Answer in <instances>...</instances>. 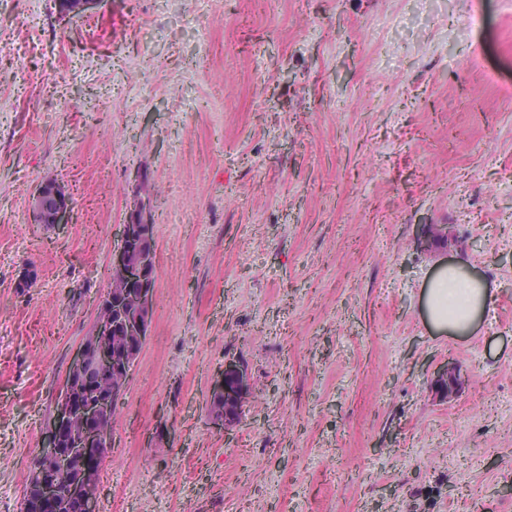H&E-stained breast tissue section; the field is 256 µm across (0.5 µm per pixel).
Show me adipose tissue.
<instances>
[{
  "instance_id": "ef3b65f1",
  "label": "adipose tissue",
  "mask_w": 512,
  "mask_h": 512,
  "mask_svg": "<svg viewBox=\"0 0 512 512\" xmlns=\"http://www.w3.org/2000/svg\"><path fill=\"white\" fill-rule=\"evenodd\" d=\"M492 298L488 283L473 277L466 263L460 261L441 268L433 277L426 294V309L437 327L466 334Z\"/></svg>"
}]
</instances>
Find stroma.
<instances>
[{
    "mask_svg": "<svg viewBox=\"0 0 512 512\" xmlns=\"http://www.w3.org/2000/svg\"><path fill=\"white\" fill-rule=\"evenodd\" d=\"M46 179L68 224L30 221ZM135 202L155 306L100 512H512V0H0V512ZM459 260L494 290L465 336L424 310ZM231 374L234 378V387L229 389L225 384V378ZM250 383L247 369L236 360H228L224 368L216 375L209 392L210 399L224 403V416L221 419L212 418V423L219 428L228 431L239 422L235 415L228 411L230 405H238L246 399L249 393Z\"/></svg>",
    "mask_w": 512,
    "mask_h": 512,
    "instance_id": "1",
    "label": "stroma"
}]
</instances>
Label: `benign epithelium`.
<instances>
[{"label":"benign epithelium","instance_id":"1","mask_svg":"<svg viewBox=\"0 0 512 512\" xmlns=\"http://www.w3.org/2000/svg\"><path fill=\"white\" fill-rule=\"evenodd\" d=\"M98 0H55L60 14L80 16L87 12ZM72 209V201L61 184L48 179L43 181L31 201L33 223L60 226L67 223ZM155 236V225L141 219V212L128 216L122 225V234L112 251V274L121 279L125 285L126 307L112 303V292L99 301L96 315V333L107 336L112 327L119 324L127 335L134 338L131 350L121 353L114 351L105 342L93 345L86 343L79 348L77 356L70 364L64 384L55 401L53 420L48 431L47 444L40 449L37 459L46 456L55 459L61 475L69 472L72 459L78 457L84 464L89 458L99 455L107 446L108 437L99 424L100 418L120 402L126 391L130 371L138 358L137 348L147 337L155 303V283L153 275L144 273V268L151 264L152 254L144 250V245ZM101 369L114 372L112 390L100 391L89 382V376ZM438 382L443 384V391L453 394L459 374L452 363H447L437 371ZM85 382L84 393L77 397L73 393V381ZM250 383L247 369L236 360H228L224 368L216 375L209 392L213 400L224 403L226 411L220 419L212 423L226 431L239 422L227 407L238 405L246 399ZM82 420L84 426L76 431V420ZM99 484L87 477L79 481H44L42 482V508L44 512H62L64 503L76 501L82 512H99Z\"/></svg>","mask_w":512,"mask_h":512}]
</instances>
